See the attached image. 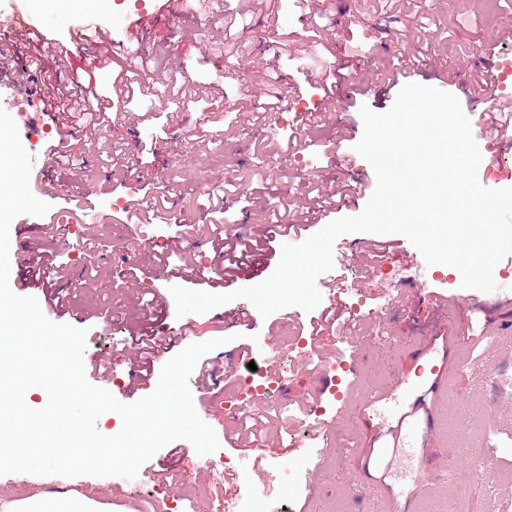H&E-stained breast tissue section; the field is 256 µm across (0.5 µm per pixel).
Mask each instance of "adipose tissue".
<instances>
[{"mask_svg":"<svg viewBox=\"0 0 512 512\" xmlns=\"http://www.w3.org/2000/svg\"><path fill=\"white\" fill-rule=\"evenodd\" d=\"M0 512H112L110 503L76 490L0 495Z\"/></svg>","mask_w":512,"mask_h":512,"instance_id":"obj_1","label":"adipose tissue"}]
</instances>
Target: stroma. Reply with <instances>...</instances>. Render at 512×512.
I'll return each mask as SVG.
<instances>
[{"mask_svg":"<svg viewBox=\"0 0 512 512\" xmlns=\"http://www.w3.org/2000/svg\"><path fill=\"white\" fill-rule=\"evenodd\" d=\"M146 11H167L161 31L130 45L106 70L96 72L97 91L108 95L131 68L132 54L159 56L166 88L151 103H117L103 122L76 113L61 119L45 105L59 77L85 66L83 56L68 69L52 65L55 49L71 46L78 27L96 23L113 41L124 38L135 0H112L103 13L91 7L24 9L36 20V39L14 38L0 60V108L14 120L32 156L29 177L48 214L20 215L10 226V254L42 257L61 276L46 282L25 268L12 269L17 295L37 299L44 316L85 330L84 363L107 356V391L133 403L158 383L128 386L131 365L125 346L183 321L192 336L176 343L222 339L206 353L222 368V390L192 388L198 416L215 431L224 469L205 478L208 456L184 439L161 448L136 477L0 475L7 490L74 489L112 504V512H199L234 491L241 512H512V266L494 269L496 291L462 285L461 275L442 264L408 268L403 255L412 244L403 235L372 232L340 235L343 264L332 272L340 290V313L352 317L356 333L323 319L322 308L291 306L269 317L254 316L237 327L253 347L250 363L227 365L225 320L240 307L235 299L204 313L178 317L171 287L207 290L184 278L186 267L213 258L225 225L237 235L261 239L256 259L262 277L275 271L286 237L266 236L271 216L302 225V238L341 217L359 215L368 197H345L323 211L299 213L313 191L364 180L375 185L371 165L355 146L364 132L361 107L382 114L402 87L418 83L455 95L468 105L472 92L495 102L512 96L496 83H477L478 72L512 65V0H204L188 10L181 0H144ZM325 64L334 83L324 92L314 78ZM281 75L282 106L252 121L243 112L241 88L252 104L266 100L263 78ZM212 107L213 121L195 117ZM308 112H323L324 125L304 128ZM300 132L296 151L276 152L277 143ZM70 227L71 247L59 245L50 217ZM154 249L139 246L141 233ZM381 240L388 249L371 263L357 258L363 242ZM92 262H77L78 253ZM163 258L171 275L152 276ZM408 272L389 287L387 274ZM448 295L454 306L439 311L426 296L405 303L416 279ZM151 290H143V281ZM155 305L143 309L144 295ZM280 354L269 432L258 466L281 473L271 495L262 481H244L243 460L232 441L236 427L223 426L225 408L251 410L246 383L263 382L272 354ZM344 368L341 383L320 394L318 368ZM322 401L315 412L306 403ZM328 428L330 442L315 438ZM166 470L165 481L153 474Z\"/></svg>","mask_w":512,"mask_h":512,"instance_id":"obj_1","label":"stroma"}]
</instances>
